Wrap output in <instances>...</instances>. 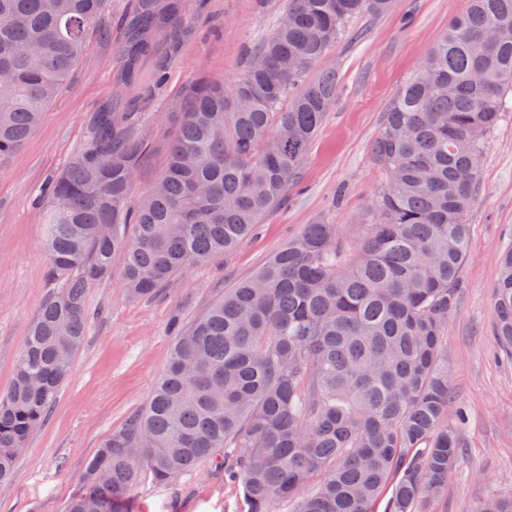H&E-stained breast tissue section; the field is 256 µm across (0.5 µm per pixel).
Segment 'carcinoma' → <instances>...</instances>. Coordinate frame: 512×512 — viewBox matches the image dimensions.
<instances>
[{
    "mask_svg": "<svg viewBox=\"0 0 512 512\" xmlns=\"http://www.w3.org/2000/svg\"><path fill=\"white\" fill-rule=\"evenodd\" d=\"M104 0H0V168L40 122L77 65ZM394 0H288L273 33L231 83L185 89L163 183L134 203L149 136L136 113L90 120L88 147L48 182L44 251L56 288L25 336L0 395V481L44 422L93 313L89 289L112 276L149 297L184 270L226 254L297 182L336 100L335 69L309 73L363 13ZM185 0H137L127 80L155 78L190 34ZM168 40L158 51L156 36ZM512 113V0H470L400 89L371 153L385 173L349 251L334 224H308L198 318L175 325L163 376L145 408L89 459L87 490L66 512H124L146 469L170 483L229 453L250 512H429L448 490L460 434L445 332L466 260L468 213L488 135ZM135 225L128 236L127 226ZM495 336L512 359V247L500 258ZM476 512H512V497Z\"/></svg>",
    "mask_w": 512,
    "mask_h": 512,
    "instance_id": "cac0c4a2",
    "label": "carcinoma"
}]
</instances>
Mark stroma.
<instances>
[{
	"label": "stroma",
	"instance_id": "stroma-1",
	"mask_svg": "<svg viewBox=\"0 0 512 512\" xmlns=\"http://www.w3.org/2000/svg\"><path fill=\"white\" fill-rule=\"evenodd\" d=\"M133 0H105L98 25L68 82L46 108L39 127L0 169V394L11 385L28 328L53 288L43 251L41 191L89 140V120L114 104L125 67L124 21ZM284 0H209L205 11L187 6L183 22L194 34L165 86L141 107L153 142L134 186L141 198L161 174L174 126L166 113L181 111L182 89L205 76L232 81L250 47L275 29ZM469 0H396L385 14L354 19L321 60L337 68L336 102L309 146L298 185L234 251L186 269L154 296L130 298L116 276L96 283L89 305L97 317L74 355L50 415L29 437L12 478L0 483V512H65L85 491L87 459L132 414L143 409L166 368L172 321L186 324L224 289L253 275L308 224L338 225L349 244L369 218L384 173L371 156L385 113L422 64L452 18ZM470 241L462 288L448 315V376L454 402L448 421L463 448L434 512H476L485 499L512 494V363L498 356L493 303L498 257L512 245V118L489 135L475 202L468 214ZM125 512H248L244 495L225 482L214 462L168 484L140 471Z\"/></svg>",
	"mask_w": 512,
	"mask_h": 512
}]
</instances>
